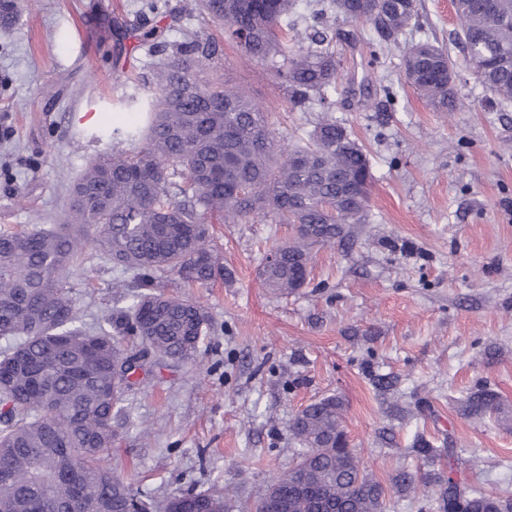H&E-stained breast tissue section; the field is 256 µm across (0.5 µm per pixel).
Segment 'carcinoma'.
I'll list each match as a JSON object with an SVG mask.
<instances>
[{
    "label": "carcinoma",
    "mask_w": 512,
    "mask_h": 512,
    "mask_svg": "<svg viewBox=\"0 0 512 512\" xmlns=\"http://www.w3.org/2000/svg\"><path fill=\"white\" fill-rule=\"evenodd\" d=\"M226 40L252 59L272 62V77L302 109L316 96L325 115L308 139L287 149L262 108L240 87L203 78L213 54L190 38L158 63L159 94L148 99L147 129L112 128V138L144 141L132 154L90 162L72 189L65 223L25 232L0 230V504L28 512L45 497L47 512H69L56 473L72 467L87 489L86 512H131L153 503L106 465L112 424L129 428L128 402L142 368L136 354L193 361L208 315L199 304L158 291L175 274L206 285L223 275L210 224L273 216L295 226L265 262L262 284L279 295L303 287L317 245L364 224L370 160L345 126L329 116L328 89L339 69L331 38L312 29L308 43L288 46L283 25L293 0H199ZM346 22L366 25L369 44L396 46L416 18V0H330ZM463 62L503 104L512 102V0H453ZM404 75L437 112L461 106L453 88L459 65L441 46L420 41L403 54ZM177 176L181 182L170 181ZM132 277L138 292L89 329L80 319L68 271L87 246ZM100 345L97 359L89 346ZM495 392L470 394L466 411L498 413ZM342 401L326 396L302 409L289 433L306 451L275 475L253 512H384L389 490L347 446ZM438 512H512V501L468 489L448 472L433 477ZM164 512H229L228 495L184 492Z\"/></svg>",
    "instance_id": "cac0c4a2"
}]
</instances>
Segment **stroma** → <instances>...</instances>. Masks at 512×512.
<instances>
[{
	"label": "stroma",
	"instance_id": "obj_1",
	"mask_svg": "<svg viewBox=\"0 0 512 512\" xmlns=\"http://www.w3.org/2000/svg\"><path fill=\"white\" fill-rule=\"evenodd\" d=\"M399 46L370 53L367 29L326 14L340 62L334 115L367 152L368 221L349 244L318 246L298 291L264 288L259 271L292 228L268 217L213 224L227 278L165 293L199 302L209 324L196 362L147 364L130 399L142 439L113 424L107 464L155 500L232 487L247 512L302 447L289 425L312 401L341 398L343 426L362 467L383 484L423 464L417 440L456 450L464 486L512 498V105L474 79L456 83L460 112H436L405 79V46L430 41L454 59L452 0H417ZM0 28V228L62 223L70 189L96 157L137 144L105 135L143 121L131 96L156 94L158 55L135 37L159 27L166 45L196 35L215 44L209 77L244 87L283 144L307 139L317 110L291 109L268 66L245 57L193 0H18ZM122 276L95 248L69 273L77 309L93 323L126 298ZM501 404L492 417L462 406L479 386Z\"/></svg>",
	"mask_w": 512,
	"mask_h": 512
}]
</instances>
